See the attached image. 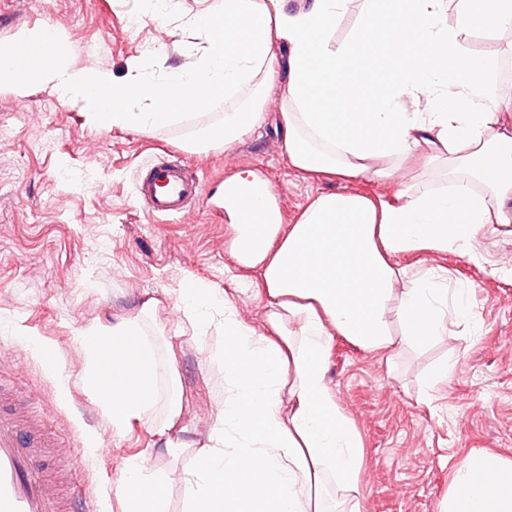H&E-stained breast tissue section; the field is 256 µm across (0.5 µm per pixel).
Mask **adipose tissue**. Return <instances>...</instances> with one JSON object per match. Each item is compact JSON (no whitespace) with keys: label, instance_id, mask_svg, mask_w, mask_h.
<instances>
[{"label":"adipose tissue","instance_id":"obj_1","mask_svg":"<svg viewBox=\"0 0 512 512\" xmlns=\"http://www.w3.org/2000/svg\"><path fill=\"white\" fill-rule=\"evenodd\" d=\"M354 1V23L336 39ZM188 23L199 53L163 80H146L136 61L122 82L56 56L21 69L1 47L0 88L22 96L38 81L82 102L94 121L145 130L258 84L281 102L292 167L347 183L285 226L275 199L254 195L264 182L257 171L225 181L227 247L238 267L258 274L262 328L238 320L229 298L201 281L178 293L199 332L212 311L224 313V407L199 449L188 512H310V491L325 477L358 491L364 462L362 439L326 380L332 337L390 353L450 336L470 313L452 272L411 269L400 256L470 259L479 235L512 231V90L496 57L469 49L479 36L512 39V0H222ZM263 117L258 106L225 113L190 145L231 146ZM405 167L442 183L407 182L389 198L360 188ZM83 354L84 382L114 432L154 411L164 393L140 317L108 334L86 331ZM164 395L162 437L182 415L179 391ZM490 476L512 480V457L471 451L440 512H512L511 490L481 487ZM117 487L123 512H164L166 486L141 458L126 459Z\"/></svg>","mask_w":512,"mask_h":512}]
</instances>
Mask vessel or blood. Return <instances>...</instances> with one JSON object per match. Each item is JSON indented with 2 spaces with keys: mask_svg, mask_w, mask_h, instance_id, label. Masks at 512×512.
Segmentation results:
<instances>
[{
  "mask_svg": "<svg viewBox=\"0 0 512 512\" xmlns=\"http://www.w3.org/2000/svg\"><path fill=\"white\" fill-rule=\"evenodd\" d=\"M206 187L182 159L148 164L138 194L150 215L178 218L199 201ZM14 384L0 381V512H90L87 494L69 473L49 475L44 442L14 400Z\"/></svg>",
  "mask_w": 512,
  "mask_h": 512,
  "instance_id": "1",
  "label": "vessel or blood"
}]
</instances>
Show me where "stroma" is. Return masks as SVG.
Instances as JSON below:
<instances>
[{"label": "stroma", "instance_id": "35a3bbf8", "mask_svg": "<svg viewBox=\"0 0 512 512\" xmlns=\"http://www.w3.org/2000/svg\"><path fill=\"white\" fill-rule=\"evenodd\" d=\"M196 8V0H179L151 17L142 0H0V11L11 15L0 47L20 30L49 28L59 57L75 67L106 69L120 81L137 58L144 78L157 80L196 54L200 41L187 25ZM244 95L263 106V122L231 148L195 151L187 146L195 129L222 110L129 130L92 121L80 104L38 83L22 97L0 89V379L47 415L49 432L69 450L70 469L89 482L97 512H121L112 486L125 459L138 454L166 479V512H184L191 461L224 404L223 366L210 358L224 342V316L215 314L207 335L196 336L178 305L183 282H206L227 294L239 320L262 323L257 275L230 273L232 228L223 212L200 203L180 218L149 215L136 191L144 165L179 156L215 194L222 191L216 174L257 170L286 225L314 196L344 188L290 166L278 98L262 99L252 88ZM473 249L479 262L452 252L402 259L450 269L467 287L472 319L455 326L453 338L389 360L345 337L332 341L327 379L364 445L360 512H439L448 474L470 449L512 457V235L480 236ZM149 299L157 306L142 319L144 333L159 361L171 349L177 356L183 430L172 454L155 434L165 405L118 434L83 380V332L111 330ZM33 339L53 347L57 372L43 366ZM447 360L453 375L429 389ZM92 437L97 447H89Z\"/></svg>", "mask_w": 512, "mask_h": 512}]
</instances>
